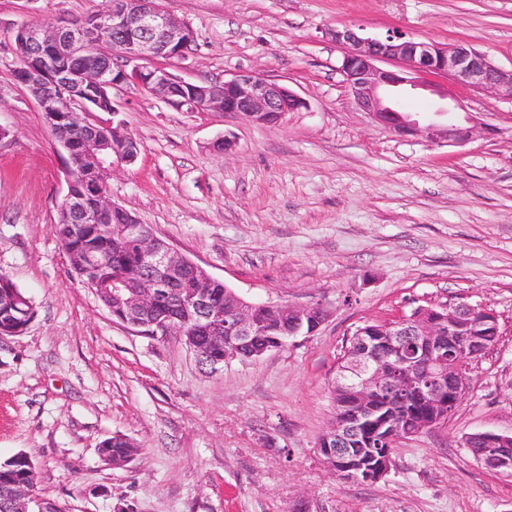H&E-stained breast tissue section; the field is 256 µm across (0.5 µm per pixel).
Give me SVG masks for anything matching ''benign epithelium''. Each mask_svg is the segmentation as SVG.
I'll list each match as a JSON object with an SVG mask.
<instances>
[{
	"label": "benign epithelium",
	"mask_w": 512,
	"mask_h": 512,
	"mask_svg": "<svg viewBox=\"0 0 512 512\" xmlns=\"http://www.w3.org/2000/svg\"><path fill=\"white\" fill-rule=\"evenodd\" d=\"M327 35L344 49L343 73L359 109L370 119L400 136L422 135L432 142L465 144L478 128L477 117L466 112L456 116L446 110V121L419 119L400 111L392 102L394 94L406 87H426L424 77H446L455 83L480 90H494L512 98V69L495 65L467 42L442 45L389 34L383 39L364 37L349 26L331 28ZM195 42L193 29L162 6V0H111L110 8L81 21L45 27L20 26L15 32L19 65L11 77L24 86L37 102L49 126L64 120L82 132L79 138L56 134L67 154V191L59 209L74 224H106L113 220L122 234L139 241V261L127 268L107 289L112 304L108 311L121 323L147 330L153 335L182 337L199 363L216 369L233 361H256L265 353L286 345L288 338L311 334L325 322L327 311L319 305L253 303L231 295L233 307L222 308L214 299L215 278L169 244H158L144 232L145 225L109 196L89 210L78 191L72 160L80 156L93 163L102 181L112 177L115 165H130L138 157L137 142L119 121L101 119L98 112L112 116L118 109L112 90L130 81L139 83L157 98L191 112L234 113L260 124H275L287 112L306 106L302 97L287 86L254 72H239L222 82L185 81L164 67L134 66L127 70L111 67L120 56L126 62L143 59L174 61L184 58ZM392 61L395 69L378 66ZM279 316L288 335L276 344L245 356L264 323L257 310ZM474 321L498 335V320L492 311L467 303L451 309L419 308L383 324L382 335L396 344L402 354L398 368L386 371L375 363L372 339L357 331L358 340L349 349V386L360 395L389 397L402 394L409 386L420 388L427 401L428 419L410 430L384 415L376 419L363 414L349 421L333 422L319 438V450L336 467L352 466V447L379 439L386 448L417 436L446 422L455 398L467 385V354L477 337L459 334V323ZM454 358L448 369L441 368L443 353ZM473 438L491 448L509 446L512 436L479 432ZM391 456L373 468L357 471L367 482L383 478ZM13 512H45L27 486L12 494Z\"/></svg>",
	"instance_id": "1"
}]
</instances>
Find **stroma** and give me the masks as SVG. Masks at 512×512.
Here are the masks:
<instances>
[{"mask_svg": "<svg viewBox=\"0 0 512 512\" xmlns=\"http://www.w3.org/2000/svg\"><path fill=\"white\" fill-rule=\"evenodd\" d=\"M195 43L189 82L256 72L306 100L274 124L113 90L138 159L114 167L113 203L259 303L319 304L313 334L259 360L200 366L181 337L117 322L56 237L65 152L17 67L14 33L101 11L105 0H0V272L34 302L0 340V462L26 454L64 512H512V477L465 446L512 435V100L449 84L488 126L462 146L402 137L361 112L329 28L467 41L512 68V0H164ZM230 138L224 155L216 142ZM493 311L499 335L470 363L455 410L401 440L376 482L336 476L317 443L338 359L363 325L425 306ZM130 438L115 467L99 444Z\"/></svg>", "mask_w": 512, "mask_h": 512, "instance_id": "1", "label": "stroma"}]
</instances>
